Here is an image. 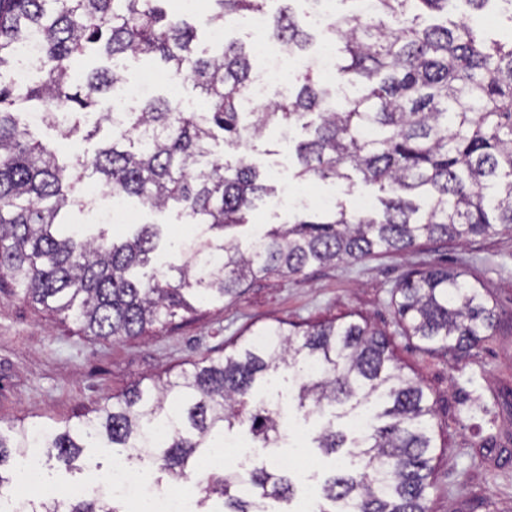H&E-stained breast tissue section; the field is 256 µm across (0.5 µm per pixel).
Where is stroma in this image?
<instances>
[{"mask_svg": "<svg viewBox=\"0 0 512 512\" xmlns=\"http://www.w3.org/2000/svg\"><path fill=\"white\" fill-rule=\"evenodd\" d=\"M127 81L150 75L152 90L171 98L187 112H198L204 101L191 83L171 89L161 63L148 57H126L120 62ZM300 129L283 134L272 127L248 144L237 146L218 139L211 156L235 163L246 157L267 174L274 191L250 214L247 224L226 232L225 241L247 245L258 226L294 220L298 207L291 197L299 186L295 178ZM98 193L93 205L70 209L69 227L89 237L107 233L127 237L144 224L158 225L159 248L170 263L182 265L183 247L208 236L206 225L190 223L178 205L158 210L138 198L124 197L133 218L127 224H106L99 208L111 192L87 178L77 192ZM308 202L330 196L346 206L359 199L378 203L377 186L353 177L351 183L312 182ZM433 266L462 270L467 280L481 286L499 315L493 336L463 356L428 350L405 335L396 312V286L408 273ZM334 318L367 320L385 331L395 348V363L420 381L434 408L437 448L432 462L428 512H512V231L500 230L488 238L421 246L403 254H376L358 262L342 261L307 269L295 278L258 276L241 293L197 304L194 312H178L166 324L135 339L103 341L85 335L71 319L53 315L23 301L10 282L0 283V421L24 420L50 427L86 413L136 382L164 372L179 373L203 357L229 351L239 337L265 325L285 321L299 326ZM278 385L267 395L273 409L289 428L293 441L320 426L318 415L304 416L292 401L295 382L288 365L277 372ZM268 465L290 469L297 482H320L334 466L333 457L311 450L300 457L289 447L265 449ZM118 457L108 448H90L79 470L54 468L48 481L60 498L73 488L86 496L104 489Z\"/></svg>", "mask_w": 512, "mask_h": 512, "instance_id": "obj_1", "label": "stroma"}]
</instances>
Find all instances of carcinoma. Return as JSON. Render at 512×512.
<instances>
[{"mask_svg": "<svg viewBox=\"0 0 512 512\" xmlns=\"http://www.w3.org/2000/svg\"><path fill=\"white\" fill-rule=\"evenodd\" d=\"M167 0H0V277L20 297L73 319L108 341L135 338L194 303L235 295L263 275L291 278L313 266L402 253L419 244L487 238L512 228V40L486 36L463 19L448 21L450 0H374L372 14L334 12L324 40L336 45V71L345 87L306 67L294 92L254 110L245 106L255 51L236 41L198 56L192 26L164 7ZM268 0H208L204 23L222 27L260 14ZM280 9L267 35L288 55H306L312 36L305 20ZM39 40L37 78L16 88L18 50ZM98 48L114 62L83 77L71 60ZM156 55L168 75L190 82L207 101L184 112L147 95L123 112L99 113L86 138L108 124L110 141L93 154L59 163L27 138L18 107L34 104L61 137L80 130L79 116L125 81L115 62ZM299 124L308 137L296 145L301 181H349L351 172L390 197L382 210L332 208L312 219L259 230L248 249L206 239L179 279L135 270L158 261L160 230L145 224L125 241L63 232L65 213L80 205L77 184L97 175L118 193L163 208L178 204L195 224L225 231L247 222L270 188L246 158L204 161L210 143L240 144L273 125ZM406 335L428 349L455 355L493 335L495 306L458 269L430 268L397 286ZM231 353L204 357L177 376L138 382L75 421L0 425V499L31 448L66 470L85 448H110L128 462H149L172 482L192 485L198 512H272L294 494L286 472L261 465L250 472L252 494L239 495L238 475L202 471L199 456L224 447V434L248 425L259 448L285 438L276 413L252 411L256 383L289 362L300 384L297 407H374L365 434L348 436L328 423L316 447L340 461L319 487L317 512H426L436 431L423 387L391 365L390 339L353 320L331 319L303 332L278 322ZM316 363L315 377L303 373ZM25 512H129L115 498L68 502L45 499Z\"/></svg>", "mask_w": 512, "mask_h": 512, "instance_id": "1", "label": "carcinoma"}]
</instances>
